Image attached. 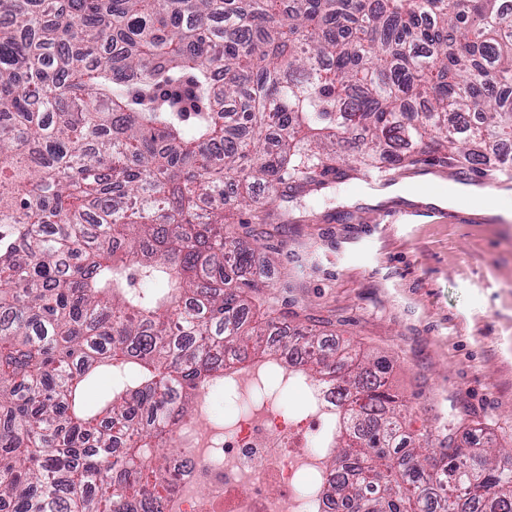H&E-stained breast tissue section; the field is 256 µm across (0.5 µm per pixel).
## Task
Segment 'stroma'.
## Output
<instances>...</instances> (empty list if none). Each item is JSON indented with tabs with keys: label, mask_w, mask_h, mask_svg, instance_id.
I'll list each match as a JSON object with an SVG mask.
<instances>
[{
	"label": "stroma",
	"mask_w": 512,
	"mask_h": 512,
	"mask_svg": "<svg viewBox=\"0 0 512 512\" xmlns=\"http://www.w3.org/2000/svg\"><path fill=\"white\" fill-rule=\"evenodd\" d=\"M369 192L253 186L271 318L386 356L403 429L430 447L512 448V221Z\"/></svg>",
	"instance_id": "stroma-1"
}]
</instances>
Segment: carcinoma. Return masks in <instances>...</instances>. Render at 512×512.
I'll return each mask as SVG.
<instances>
[{
    "label": "carcinoma",
    "instance_id": "carcinoma-1",
    "mask_svg": "<svg viewBox=\"0 0 512 512\" xmlns=\"http://www.w3.org/2000/svg\"><path fill=\"white\" fill-rule=\"evenodd\" d=\"M512 144V0H0V504L161 512L167 435L249 346L271 258L243 192ZM211 201L205 212L198 202ZM149 284L136 288L134 281ZM306 376L336 358L310 331ZM333 492L363 512H512V471L399 434L384 356L350 359ZM107 368L93 412L81 387Z\"/></svg>",
    "mask_w": 512,
    "mask_h": 512
}]
</instances>
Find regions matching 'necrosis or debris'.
I'll return each instance as SVG.
<instances>
[{"label": "necrosis or debris", "instance_id": "necrosis-or-debris-1", "mask_svg": "<svg viewBox=\"0 0 512 512\" xmlns=\"http://www.w3.org/2000/svg\"><path fill=\"white\" fill-rule=\"evenodd\" d=\"M272 376L278 390L302 394L301 410L288 413L267 399L220 434L194 420L181 426L183 476L167 491L176 512H349L326 497L334 387L312 381L298 366L252 362L246 372L225 376L224 391L250 395Z\"/></svg>", "mask_w": 512, "mask_h": 512}]
</instances>
